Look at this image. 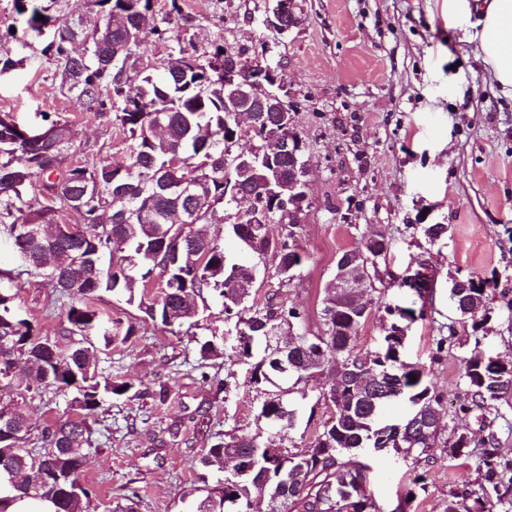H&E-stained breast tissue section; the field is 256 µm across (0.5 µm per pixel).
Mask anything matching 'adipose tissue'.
Masks as SVG:
<instances>
[{"mask_svg":"<svg viewBox=\"0 0 512 512\" xmlns=\"http://www.w3.org/2000/svg\"><path fill=\"white\" fill-rule=\"evenodd\" d=\"M448 23L477 41L479 56L512 95V0H447Z\"/></svg>","mask_w":512,"mask_h":512,"instance_id":"obj_1","label":"adipose tissue"}]
</instances>
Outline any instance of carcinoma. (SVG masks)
<instances>
[{"label":"carcinoma","mask_w":512,"mask_h":512,"mask_svg":"<svg viewBox=\"0 0 512 512\" xmlns=\"http://www.w3.org/2000/svg\"><path fill=\"white\" fill-rule=\"evenodd\" d=\"M105 17L101 29L86 30L55 15L29 9L25 0H14L26 24L43 33L54 28L47 45L62 63L67 91L89 112H101L107 104L121 102L116 114L122 131L129 134V163L125 166L81 163L64 165L73 146L68 121L55 119L25 136L8 112L0 113V233L13 240L21 270L37 275L57 298L79 302L61 306L63 331L70 337L62 348L58 339L40 335L32 322L20 315L16 295L0 292V512H10L21 498L45 500L54 512H89L93 491L79 476L91 448L88 419L104 403V396H123L133 387L127 380H114L98 373L100 355L117 343H125L138 331L137 323L159 322L165 327L193 324L199 314L198 298L209 290L222 298L224 322H234L238 356L254 357V345L266 347L255 363L252 380L270 383L275 376H294L298 381L316 380L325 364L333 362L346 375L387 373L363 387L326 388L336 392L330 400L332 424L299 450L286 446L272 453L260 436L228 433L212 444L200 459L204 467L239 459L247 471L242 477L224 478L200 501L197 512H250L253 494H266L270 512H377L367 488L366 466L352 463L362 448L384 451L395 447L397 426L408 427L429 408L444 410V398L428 378L425 368L403 360L405 337L392 327L381 344L360 349L356 337L374 308H382L390 323L404 325L424 316V310L382 303L369 297L356 306L345 297H323V331L309 334L304 312L287 307L277 293L265 302L249 303L240 284L257 274V264L226 256L224 245L209 233L224 204V172L212 169L220 156L272 152L278 148L275 133L281 129L280 113L265 112L260 129L232 131L224 101V66L233 62L217 45L207 63L168 68L158 75L148 71L136 93L129 91V78L112 65L147 36L139 28L152 11V0H94ZM266 163L240 177L242 191L253 194L264 211L265 223H288V207L262 197L263 182L270 175ZM174 179L199 182L198 197L178 200L161 190V183ZM127 186L129 199L114 202L112 190ZM29 188L33 203L22 207V190ZM192 208L195 216L186 224L172 221L177 210ZM262 223L246 217L228 225V233L264 260L272 257L277 273L289 280L300 269L304 255L298 234L287 233L272 245L263 236ZM366 231L353 248L336 259V273L345 271L351 259L359 260L373 281L383 288H407L409 284L386 281L379 265L387 260L389 241L371 240ZM158 281L154 299L137 298L138 289ZM490 280L476 276H448V295L458 321L470 323L473 333L485 330L492 317L487 286ZM121 293L137 304L136 320L114 319L92 305L101 293ZM302 336L294 349L288 344L271 345L290 332ZM454 325L435 339V355L456 345ZM416 381H411V378ZM467 397L458 411H489L495 402L512 395V363L502 365L476 350L466 360ZM408 397L412 411L400 423H385L381 414L393 400L389 389ZM70 390L72 413L45 428L43 448L20 445L29 431L26 406L34 393ZM286 392L267 394L257 417L283 432L294 426L293 414L284 400ZM445 426L433 423L401 440L409 456L433 458ZM448 456H470L480 449L479 465L492 490L468 506L448 503V512H492L486 508L489 492L503 498L512 491V462L500 457L495 438L474 440L462 434L443 442Z\"/></svg>","instance_id":"1"}]
</instances>
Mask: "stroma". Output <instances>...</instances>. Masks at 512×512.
I'll list each match as a JSON object with an SVG mask.
<instances>
[{
	"mask_svg": "<svg viewBox=\"0 0 512 512\" xmlns=\"http://www.w3.org/2000/svg\"><path fill=\"white\" fill-rule=\"evenodd\" d=\"M298 2L301 26L280 35L265 24L268 0H154L153 18L167 15L171 23L164 38L146 37L134 59L157 65L178 50L201 56L220 44L234 54L263 55L281 72L308 145L309 206L299 230L306 258L290 281L274 263H259L255 290L276 291L304 311L310 332L320 333L337 256L366 228L381 230L390 242L389 273L424 263L437 278L425 317L407 330L405 361L424 366L442 392L447 430L494 435L510 460L512 397L497 402L488 423L479 411L464 415L457 408L474 348L512 361V98L479 60L476 43L449 27L444 0ZM46 45L13 0H0V52L18 62L0 75V113L24 128L41 127L46 114L65 119L74 133L70 161L127 164L114 111H84ZM427 224L447 225V236L429 241ZM456 271L498 281L482 342L474 341L470 324L455 322L448 276ZM10 288L28 319L54 333L51 289L27 274ZM451 323L459 342L434 359L438 331ZM225 330L222 301L210 294L192 327L147 323L102 356L100 372L133 387L89 420L91 447L80 481L93 491L91 512H117L131 500L138 512H196L205 487L225 477L199 463L215 440L239 430L275 448L285 442L301 449L328 423L330 410L312 385L288 439L258 420L265 386L252 381L250 365L229 348L210 360L200 355L201 344ZM66 401L59 393L30 399L29 447H40L43 429L64 413ZM434 454L427 462L358 452L378 512H448L451 494L483 483L476 458L454 459L440 448ZM417 474L425 477L419 489L412 484Z\"/></svg>",
	"mask_w": 512,
	"mask_h": 512,
	"instance_id": "obj_1",
	"label": "stroma"
}]
</instances>
